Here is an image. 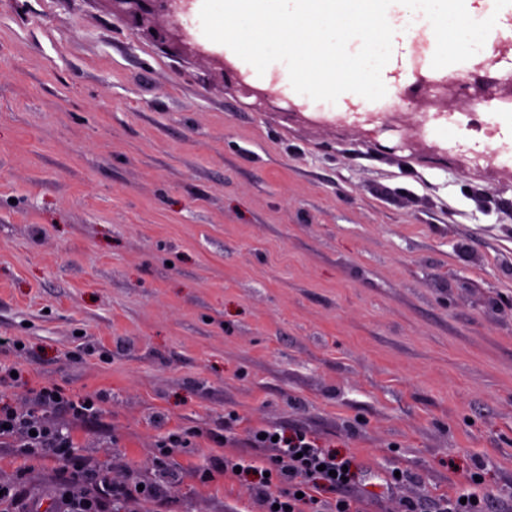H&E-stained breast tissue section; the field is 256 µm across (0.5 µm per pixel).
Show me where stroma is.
<instances>
[{
	"instance_id": "obj_1",
	"label": "stroma",
	"mask_w": 512,
	"mask_h": 512,
	"mask_svg": "<svg viewBox=\"0 0 512 512\" xmlns=\"http://www.w3.org/2000/svg\"><path fill=\"white\" fill-rule=\"evenodd\" d=\"M426 45L360 124L107 0H0V360L24 369L0 404L100 396L94 421L47 420L113 480L168 491L112 512H257L248 480L199 474L266 427L355 457L362 512L476 479L484 512L512 504V36L469 73L492 100L449 102L455 137L416 112ZM171 433L192 445L157 469ZM60 467L0 439V485L32 512H61Z\"/></svg>"
}]
</instances>
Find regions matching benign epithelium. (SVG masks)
Listing matches in <instances>:
<instances>
[{
    "mask_svg": "<svg viewBox=\"0 0 512 512\" xmlns=\"http://www.w3.org/2000/svg\"><path fill=\"white\" fill-rule=\"evenodd\" d=\"M112 12L126 19L130 24L139 29L146 28V32L152 33V37L165 41L176 34L184 40L190 39L185 31L181 17L188 13L191 0H108ZM233 88L245 97L255 98L252 108L261 112L266 109L269 101L268 94L254 89L243 82L238 74H232ZM420 86L435 88L434 97L426 96L421 99L425 106H436L442 98L448 97V89L460 90L459 83L455 79H444L439 83H429L420 79Z\"/></svg>",
    "mask_w": 512,
    "mask_h": 512,
    "instance_id": "benign-epithelium-1",
    "label": "benign epithelium"
}]
</instances>
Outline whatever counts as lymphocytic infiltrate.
Returning a JSON list of instances; mask_svg holds the SVG:
<instances>
[{"mask_svg":"<svg viewBox=\"0 0 512 512\" xmlns=\"http://www.w3.org/2000/svg\"><path fill=\"white\" fill-rule=\"evenodd\" d=\"M62 404L78 418H94L100 412L98 397L69 401L60 396L56 384L46 383L32 389L29 408L0 407V437L19 435L22 453L51 456L61 462L58 480L64 512H110L114 503L127 498L162 499L159 488H142L134 481L116 483L111 472L91 468L72 441L45 418ZM251 444L256 448L273 446L277 452L266 458H214L212 467L201 473V480L240 470L242 475L252 477L261 512H359L358 501L351 494L354 458L338 456L297 430L278 434L269 429L264 437H252ZM326 494L332 495V502H323Z\"/></svg>","mask_w":512,"mask_h":512,"instance_id":"obj_1","label":"lymphocytic infiltrate"}]
</instances>
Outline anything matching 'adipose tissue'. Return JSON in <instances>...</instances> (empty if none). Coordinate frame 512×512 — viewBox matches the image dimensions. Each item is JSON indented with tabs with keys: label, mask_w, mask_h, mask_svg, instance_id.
Instances as JSON below:
<instances>
[{
	"label": "adipose tissue",
	"mask_w": 512,
	"mask_h": 512,
	"mask_svg": "<svg viewBox=\"0 0 512 512\" xmlns=\"http://www.w3.org/2000/svg\"><path fill=\"white\" fill-rule=\"evenodd\" d=\"M502 0H207L196 31L222 40L258 76L277 74L295 97L335 111L372 109L391 95L401 38L423 30L426 63L465 76L506 35Z\"/></svg>",
	"instance_id": "ef3b65f1"
}]
</instances>
